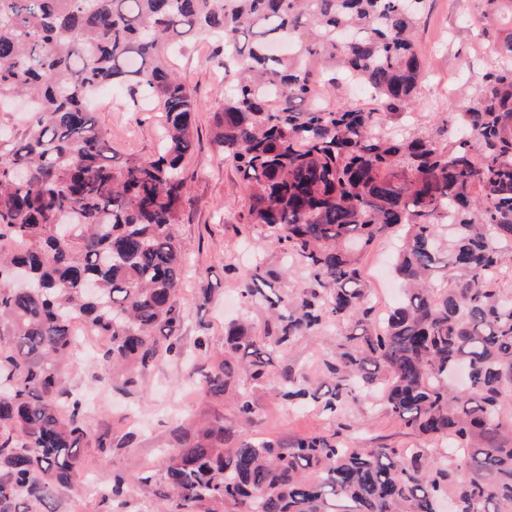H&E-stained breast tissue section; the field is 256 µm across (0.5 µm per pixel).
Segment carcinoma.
Wrapping results in <instances>:
<instances>
[{"mask_svg": "<svg viewBox=\"0 0 512 512\" xmlns=\"http://www.w3.org/2000/svg\"><path fill=\"white\" fill-rule=\"evenodd\" d=\"M425 0H0V101L33 104L20 136L0 126V512H55L76 489L89 435L77 399L61 406L71 321L106 337L102 379L134 388L165 354H183L176 234L192 147V91L170 64L183 37L213 41L227 88L213 139L249 181L246 224L264 227L307 272L294 296L259 285L240 295L265 311L224 348L255 383L270 354L321 329L342 332L323 361L324 392L292 368L277 395L314 402L336 429L302 439L246 438L215 419L172 430L155 485L157 512H512V33L502 64L452 114L445 140L383 131L415 100L423 61L412 32ZM354 83L375 107L336 109L321 90ZM123 86L162 112L148 158L114 163L91 97ZM480 147L473 151L471 140ZM397 236L405 288L381 314L361 255ZM446 270L444 280L436 272ZM223 362L201 390L230 400L245 426L251 391ZM380 395L404 429L434 448H358L351 402ZM112 499L130 495L112 475ZM28 507L19 509V502Z\"/></svg>", "mask_w": 512, "mask_h": 512, "instance_id": "1", "label": "carcinoma"}]
</instances>
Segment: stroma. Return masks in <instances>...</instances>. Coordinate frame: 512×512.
I'll use <instances>...</instances> for the list:
<instances>
[{"instance_id":"obj_1","label":"stroma","mask_w":512,"mask_h":512,"mask_svg":"<svg viewBox=\"0 0 512 512\" xmlns=\"http://www.w3.org/2000/svg\"><path fill=\"white\" fill-rule=\"evenodd\" d=\"M512 32V14L490 13L486 0H428L413 40L426 63L425 76L410 114L405 133L439 136L449 113L465 108L474 97L485 69L493 62L491 44ZM210 46L196 41L175 55L172 64L194 91L193 145L184 159L186 193L177 232L186 248V271L179 291L184 316L181 359L162 358L149 366L136 389L124 392L96 379L99 358L73 350L65 369L66 388L79 398L86 412L90 434H109L120 440L133 433L132 444L100 457L86 449L80 468L81 502L65 498L56 512H154L155 497L137 488L146 472L160 473L170 445L174 422L190 426L217 417L238 425L234 405L203 393L198 372L224 360V331L242 313L262 325L264 312L247 310L238 293L240 278L249 276L256 264L278 268L286 258L263 228L243 223L248 187L237 169L225 162L213 141V114L224 99V71L212 65ZM96 117L106 131L115 162L145 158L155 153L159 112L142 107L133 111L125 92L100 95ZM395 251L393 238L377 240L364 257V275L379 311L398 298L399 284L390 272ZM204 339L206 351L195 348ZM336 344L330 332L305 337L286 353H273L264 383L252 384L240 376L253 394L256 422L253 433L274 438H302L332 431L335 423L308 406L291 409L276 394L286 368L304 369L311 385H318L320 361ZM354 426L352 438L360 447L380 443L410 448L418 443L376 399L352 403L346 410ZM121 471L135 486L124 508H116L105 488L113 471Z\"/></svg>"}]
</instances>
